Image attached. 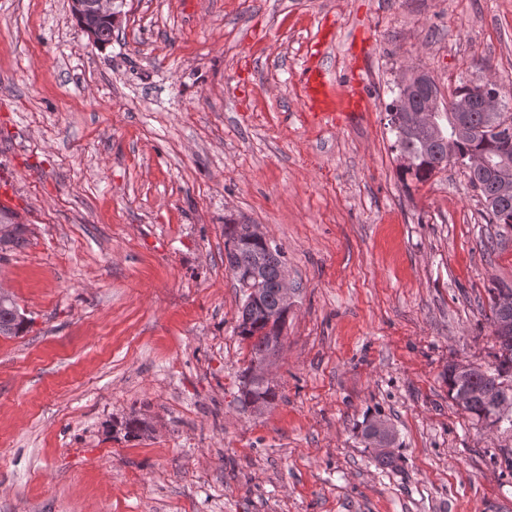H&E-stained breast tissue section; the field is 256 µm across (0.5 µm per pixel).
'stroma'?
<instances>
[{
  "instance_id": "stroma-1",
  "label": "stroma",
  "mask_w": 512,
  "mask_h": 512,
  "mask_svg": "<svg viewBox=\"0 0 512 512\" xmlns=\"http://www.w3.org/2000/svg\"><path fill=\"white\" fill-rule=\"evenodd\" d=\"M71 4L0 0V207L29 228L0 259L28 318L0 336V512H512V424L443 379L496 363L512 228L460 168L401 175L387 116L415 66L444 98L512 80V0H114L101 48ZM315 44L360 89L333 125L306 116ZM231 220L294 290L260 408ZM250 367L244 372L239 388V400L244 406H267L275 401L274 388L260 380L248 379Z\"/></svg>"
}]
</instances>
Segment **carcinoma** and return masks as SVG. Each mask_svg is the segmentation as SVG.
Masks as SVG:
<instances>
[{
    "label": "carcinoma",
    "mask_w": 512,
    "mask_h": 512,
    "mask_svg": "<svg viewBox=\"0 0 512 512\" xmlns=\"http://www.w3.org/2000/svg\"><path fill=\"white\" fill-rule=\"evenodd\" d=\"M482 85L470 87L466 84L456 88L452 99L468 97L474 100L475 111L469 113L472 133L464 138L454 135L456 113L446 106L437 114L439 124L448 129L447 140L442 143L427 141L419 135H410L395 117H390L391 131L395 146L406 156L408 166L403 172L419 181L429 179L434 173L448 166V155L454 162L464 166L463 173L470 186L483 201L485 217L490 224H506L512 227V113L508 111L487 114L480 111L479 96ZM474 155L486 159L488 166L472 171L465 168L468 159ZM9 229L0 236V252L6 253L23 247L26 242V225L16 222L13 212L0 209V229ZM225 267L237 283L256 264L262 268L259 294L255 299L245 295L241 306L237 334L251 341L250 362L259 361L269 354L278 342V332L286 322L270 321V315L280 302V281L285 268L283 253L272 243L248 242L249 225H224ZM490 300V324L500 354L494 372L473 367L465 375L454 372L448 365L444 378L448 394L452 399L467 395L463 410L494 426L506 419L505 412L512 411V386L504 385L501 378L512 375V333L500 332L502 323L512 324V305H503L504 299L512 301V288L488 289ZM27 325V318L21 312L14 298L0 299V335H19ZM277 393L270 385L243 374L239 388V400L245 406H267L275 401Z\"/></svg>",
    "instance_id": "cac0c4a2"
}]
</instances>
